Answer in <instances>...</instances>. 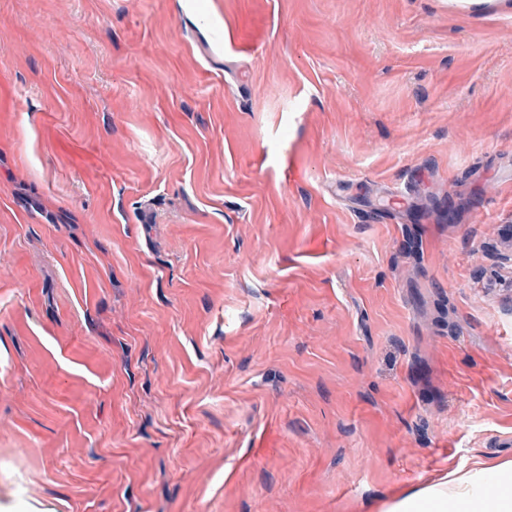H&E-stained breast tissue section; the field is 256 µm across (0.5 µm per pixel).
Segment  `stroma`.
Instances as JSON below:
<instances>
[{
  "label": "stroma",
  "mask_w": 512,
  "mask_h": 512,
  "mask_svg": "<svg viewBox=\"0 0 512 512\" xmlns=\"http://www.w3.org/2000/svg\"><path fill=\"white\" fill-rule=\"evenodd\" d=\"M512 0H0V512H377L512 461Z\"/></svg>",
  "instance_id": "1"
}]
</instances>
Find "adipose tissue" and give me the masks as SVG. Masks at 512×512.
<instances>
[{"label": "adipose tissue", "instance_id": "obj_1", "mask_svg": "<svg viewBox=\"0 0 512 512\" xmlns=\"http://www.w3.org/2000/svg\"><path fill=\"white\" fill-rule=\"evenodd\" d=\"M490 475L496 477L500 491L487 499L480 488ZM382 512H512V464L480 462L466 471L446 472L394 497Z\"/></svg>", "mask_w": 512, "mask_h": 512}]
</instances>
